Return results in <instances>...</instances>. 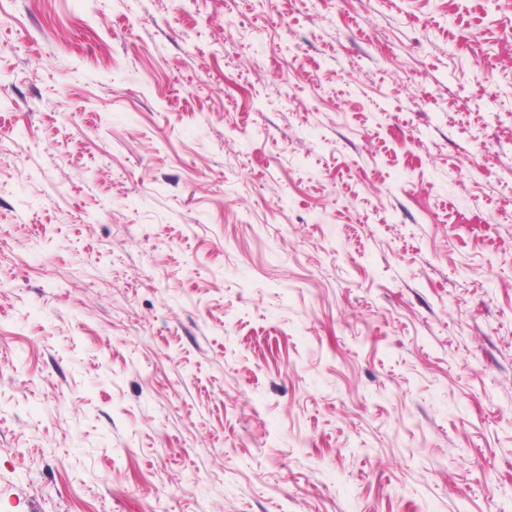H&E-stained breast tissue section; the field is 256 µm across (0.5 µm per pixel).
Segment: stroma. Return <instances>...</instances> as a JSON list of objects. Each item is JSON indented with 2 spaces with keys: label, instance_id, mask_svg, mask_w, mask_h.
I'll return each instance as SVG.
<instances>
[{
  "label": "stroma",
  "instance_id": "obj_1",
  "mask_svg": "<svg viewBox=\"0 0 512 512\" xmlns=\"http://www.w3.org/2000/svg\"><path fill=\"white\" fill-rule=\"evenodd\" d=\"M0 512H512V0H0Z\"/></svg>",
  "mask_w": 512,
  "mask_h": 512
}]
</instances>
